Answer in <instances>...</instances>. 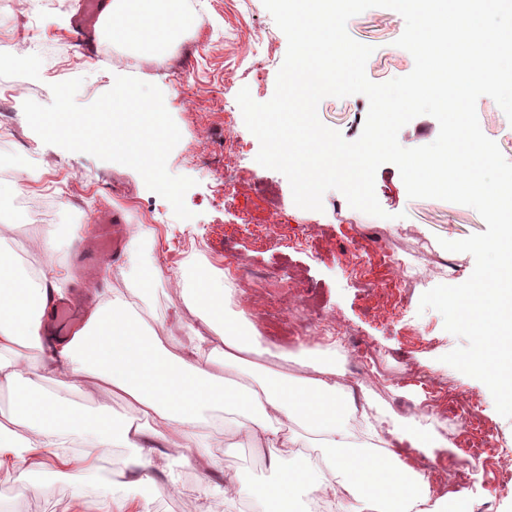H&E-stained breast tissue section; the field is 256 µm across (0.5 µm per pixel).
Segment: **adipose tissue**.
Instances as JSON below:
<instances>
[{
    "mask_svg": "<svg viewBox=\"0 0 512 512\" xmlns=\"http://www.w3.org/2000/svg\"><path fill=\"white\" fill-rule=\"evenodd\" d=\"M103 16L105 36L134 47L138 62L167 51L183 30L176 0H107ZM125 278L127 287L109 288L69 339H53L44 323L67 279L54 267L20 263L0 233V387L29 433L21 442L0 425V467L39 455L67 468V449L80 438L83 466L74 476L80 490L109 448H126L135 478L111 488L112 500L124 502L138 496L153 471L207 465L211 436L202 427L215 409L224 412V432L237 447L268 449L280 471L263 484L225 476V501L254 499L263 512H296L305 498L331 508L349 502L352 512H449L462 500V493L434 489L407 456L411 450L434 456L447 440L416 416L379 410L369 392L353 397L337 380L334 348L302 349L290 374L268 369L257 325L226 314V279L207 266L175 276L199 326L187 340L164 345L129 295L130 288L148 287L151 275L132 267ZM34 355L43 359L35 378L28 365ZM60 378L84 397L100 391L127 400L136 414L117 417L103 403L99 422L90 423L80 406L52 390ZM285 448H315L320 455L312 464L296 457L286 466Z\"/></svg>",
    "mask_w": 512,
    "mask_h": 512,
    "instance_id": "obj_1",
    "label": "adipose tissue"
}]
</instances>
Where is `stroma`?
Wrapping results in <instances>:
<instances>
[{
	"mask_svg": "<svg viewBox=\"0 0 512 512\" xmlns=\"http://www.w3.org/2000/svg\"><path fill=\"white\" fill-rule=\"evenodd\" d=\"M181 7L186 26L172 50L139 65L130 48L101 35L91 50L82 49L75 30L78 0H0V11L9 14L0 35L10 44L8 52H0V122L11 130L6 146L0 147V162L11 157L25 162L24 169L14 172L15 181L25 184V198H10L8 207L0 208V230L15 240L17 251L29 263L52 262L70 274V291L78 296L121 285L129 254L109 259L88 279L74 263L78 239L51 256L27 251L29 240L57 225L97 224L108 210L129 227L149 228L151 236L139 258L156 266L158 273L142 296L144 319L163 341L171 335L183 337L188 327L198 324L180 289L172 285V271L196 262L220 273L225 258L239 259L245 270L260 278L249 287L233 289L230 307L256 322L268 349L263 358L268 368L292 372L300 347L313 344L306 336L285 335L268 321V314L280 310L299 319L325 318L361 349L382 357L377 371L358 359L360 377L353 380V387H367L384 402L397 398L410 413L420 414L424 393L413 380L431 377L444 391L469 399L486 427L512 444V419L497 412L487 386L442 361L443 355L461 346V338L445 330L438 311L419 308L426 291L461 284L472 274L473 256L447 251L441 242L484 232L479 213L461 204L409 198L398 168L390 163L381 165L375 176L384 217L351 208L336 190L324 194L322 211L297 207L287 178L257 163L260 144L246 128L237 103L244 87L257 102L272 97L287 50L285 35L262 0H182ZM404 28L403 17L388 8H371L348 21V34L374 49L366 64L372 82L412 71L411 54L395 44ZM33 53L41 59L35 72L24 66ZM117 75L136 77L162 91L181 132L167 169L194 179L185 195L192 219L177 218L170 203L149 190L134 169L44 144L29 127L24 102L50 104L51 84L82 78L76 101L88 105L111 89ZM368 109L367 98L355 94L324 98L317 112L323 124L353 141L362 132ZM476 110L482 132L512 162V122L490 97H480ZM28 170L38 173L37 181H25ZM260 187L269 192L274 207H264L256 194ZM257 224L267 228L260 243L252 235ZM287 231L307 236L313 248L282 247L279 236ZM381 249L397 253L417 270L434 271L402 289L398 310L388 302L383 287L390 276L388 267L375 262L366 266L364 276L351 273L350 254ZM448 260L456 267L455 275L442 270ZM210 453L213 464L208 470L180 467L179 490L169 487L166 473L154 472L151 512H193L199 502L206 512H250L246 504L225 505L224 475L235 472L253 482L275 478L268 451L228 448L216 440ZM24 481L29 484L25 492L19 489ZM466 502V512H512V488L494 489L492 473L481 472L467 486ZM139 510L136 501L117 510L103 485L79 493L58 473L32 482L23 467L0 471V512Z\"/></svg>",
	"mask_w": 512,
	"mask_h": 512,
	"instance_id": "1",
	"label": "stroma"
}]
</instances>
